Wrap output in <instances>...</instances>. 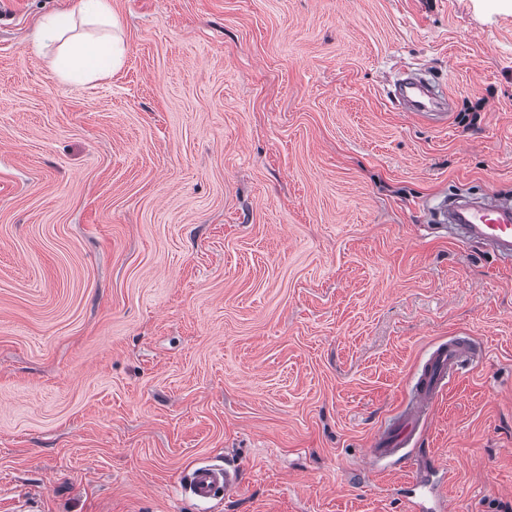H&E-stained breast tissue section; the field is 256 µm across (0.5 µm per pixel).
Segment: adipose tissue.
Returning <instances> with one entry per match:
<instances>
[{"mask_svg":"<svg viewBox=\"0 0 512 512\" xmlns=\"http://www.w3.org/2000/svg\"><path fill=\"white\" fill-rule=\"evenodd\" d=\"M90 23L117 27L108 0H78L75 12L49 16L35 32L38 41L61 40L70 29L74 16ZM124 48L116 37L87 39L76 47H64L55 64L57 75L67 81L81 83L116 72L123 64Z\"/></svg>","mask_w":512,"mask_h":512,"instance_id":"obj_1","label":"adipose tissue"}]
</instances>
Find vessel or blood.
Here are the masks:
<instances>
[{
  "mask_svg": "<svg viewBox=\"0 0 512 512\" xmlns=\"http://www.w3.org/2000/svg\"><path fill=\"white\" fill-rule=\"evenodd\" d=\"M397 90L407 110L417 118L438 124L447 122L452 100L442 86L424 82L419 72L409 71L398 80ZM439 212L448 218L446 232L465 241L494 246L502 262H512L511 203H501L499 197L492 194L484 202L475 204L443 202ZM469 353L470 344L462 338L440 343L430 351L415 380L410 410L379 428L374 437V457L397 455L417 433L427 428L439 393L468 361ZM183 482L185 492L200 502L233 493L240 487L237 470L205 462L190 469Z\"/></svg>",
  "mask_w": 512,
  "mask_h": 512,
  "instance_id": "vessel-or-blood-1",
  "label": "vessel or blood"
}]
</instances>
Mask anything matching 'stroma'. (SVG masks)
Listing matches in <instances>:
<instances>
[{
	"instance_id": "obj_1",
	"label": "stroma",
	"mask_w": 512,
	"mask_h": 512,
	"mask_svg": "<svg viewBox=\"0 0 512 512\" xmlns=\"http://www.w3.org/2000/svg\"><path fill=\"white\" fill-rule=\"evenodd\" d=\"M76 4L0 0V512H512V267L427 211L512 200V0H110L82 84L34 39ZM199 461L239 490L182 494ZM63 51L55 64L57 75L63 80L81 83L106 77L123 64L124 47L117 37L87 39L76 47L63 43ZM404 78L397 80L399 96L406 103L408 112L417 118L444 124L452 111V100L440 85L424 83L421 72L405 71ZM470 344L466 339L442 342L435 346L416 377L413 403L409 411L386 421L374 437L375 458H390L406 448L417 433L427 428L433 406L448 381L469 360Z\"/></svg>"
}]
</instances>
